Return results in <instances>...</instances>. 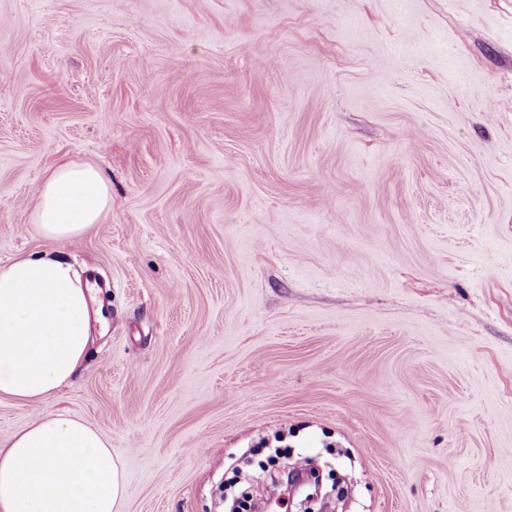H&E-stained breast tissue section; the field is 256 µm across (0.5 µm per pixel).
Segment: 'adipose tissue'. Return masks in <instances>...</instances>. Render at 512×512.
<instances>
[{"instance_id": "obj_1", "label": "adipose tissue", "mask_w": 512, "mask_h": 512, "mask_svg": "<svg viewBox=\"0 0 512 512\" xmlns=\"http://www.w3.org/2000/svg\"><path fill=\"white\" fill-rule=\"evenodd\" d=\"M110 200L100 171L55 167L38 189L35 222L66 243L98 224ZM92 290L61 257L0 263V398L45 403L82 367ZM127 485L112 445L85 421L47 411L0 446V512H118Z\"/></svg>"}]
</instances>
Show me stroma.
Returning a JSON list of instances; mask_svg holds the SVG:
<instances>
[{
  "label": "stroma",
  "instance_id": "35a3bbf8",
  "mask_svg": "<svg viewBox=\"0 0 512 512\" xmlns=\"http://www.w3.org/2000/svg\"><path fill=\"white\" fill-rule=\"evenodd\" d=\"M59 164L110 186L59 246ZM96 274L73 383L120 512L285 437L347 512H512V0H0V261ZM109 200V186L97 168L59 165L38 189L35 224L46 239L66 243L98 224Z\"/></svg>",
  "mask_w": 512,
  "mask_h": 512
}]
</instances>
